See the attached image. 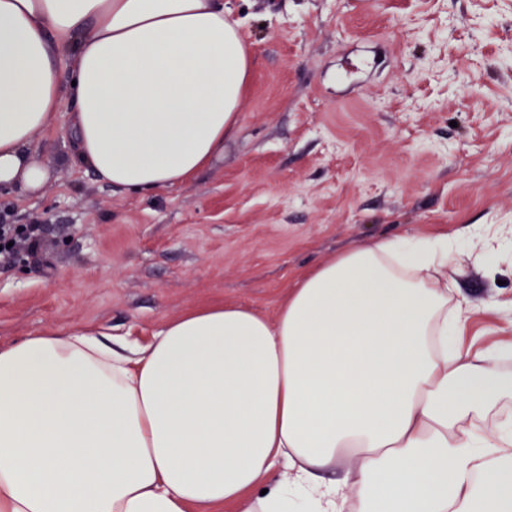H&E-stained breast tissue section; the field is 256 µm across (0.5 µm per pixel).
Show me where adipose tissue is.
<instances>
[{
    "instance_id": "ef3b65f1",
    "label": "adipose tissue",
    "mask_w": 512,
    "mask_h": 512,
    "mask_svg": "<svg viewBox=\"0 0 512 512\" xmlns=\"http://www.w3.org/2000/svg\"><path fill=\"white\" fill-rule=\"evenodd\" d=\"M252 68L224 0H0V189L43 186L33 136L67 93L102 180L184 182L238 133ZM447 268V238H372L272 319L219 303L144 348L83 326L0 348V512H512V434L479 426L512 376L451 341Z\"/></svg>"
}]
</instances>
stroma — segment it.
I'll use <instances>...</instances> for the list:
<instances>
[{
	"label": "stroma",
	"mask_w": 512,
	"mask_h": 512,
	"mask_svg": "<svg viewBox=\"0 0 512 512\" xmlns=\"http://www.w3.org/2000/svg\"><path fill=\"white\" fill-rule=\"evenodd\" d=\"M254 66L223 156L124 192L35 135L50 178L0 192L42 229L0 258V346L78 322L147 345L212 302L275 317L300 275L374 237H447L459 341L512 348V0H229Z\"/></svg>",
	"instance_id": "stroma-1"
}]
</instances>
